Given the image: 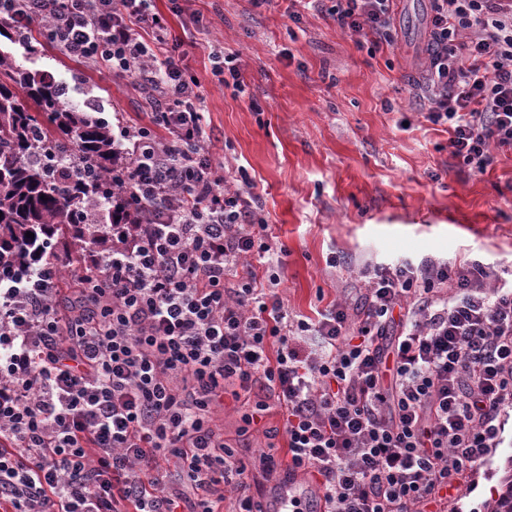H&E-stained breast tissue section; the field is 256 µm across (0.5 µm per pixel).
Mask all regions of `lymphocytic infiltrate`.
Instances as JSON below:
<instances>
[{
	"instance_id": "1",
	"label": "lymphocytic infiltrate",
	"mask_w": 512,
	"mask_h": 512,
	"mask_svg": "<svg viewBox=\"0 0 512 512\" xmlns=\"http://www.w3.org/2000/svg\"><path fill=\"white\" fill-rule=\"evenodd\" d=\"M394 0H333L348 36L390 39ZM412 89L472 175L512 147V0H430ZM89 66L131 76L149 121L118 119L109 179L135 224L72 274L0 271V512H258L247 466L209 424L224 387L259 422L283 407L288 472L323 512H445L512 418V287L477 261L378 265L360 318L317 324L266 291L283 264L247 179L206 147L185 41L150 0H0ZM175 460L177 481L161 461Z\"/></svg>"
}]
</instances>
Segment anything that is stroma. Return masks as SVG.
<instances>
[{"label":"stroma","mask_w":512,"mask_h":512,"mask_svg":"<svg viewBox=\"0 0 512 512\" xmlns=\"http://www.w3.org/2000/svg\"><path fill=\"white\" fill-rule=\"evenodd\" d=\"M155 0L187 43L183 66L198 78L210 149L227 169L245 167L262 215L288 249L275 291L289 312L317 321L343 298L362 306L363 275L375 263L424 259L478 261L512 282V149L495 167L469 177L448 149V132L418 113L407 78L426 40L429 0H403L393 45L356 42L301 0ZM301 13V21L290 18ZM222 42L243 88L219 84L210 53ZM12 54L65 87L66 102L103 118L142 116L143 94L129 77L89 69L50 46ZM250 405L225 397L211 427L257 477L256 499L276 495L260 477L261 459L287 457L283 410L271 404L259 425ZM512 475V447L494 449L487 466L448 505L484 512Z\"/></svg>","instance_id":"35a3bbf8"}]
</instances>
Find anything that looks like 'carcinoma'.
<instances>
[{"instance_id": "carcinoma-1", "label": "carcinoma", "mask_w": 512, "mask_h": 512, "mask_svg": "<svg viewBox=\"0 0 512 512\" xmlns=\"http://www.w3.org/2000/svg\"><path fill=\"white\" fill-rule=\"evenodd\" d=\"M7 40L31 54L48 44L38 26L14 27ZM47 148L104 175L120 165L111 124L69 105L55 81L0 50V267L50 261L47 247L60 242L70 271L98 231L124 223L112 191L94 176H70L68 165L45 166Z\"/></svg>"}]
</instances>
